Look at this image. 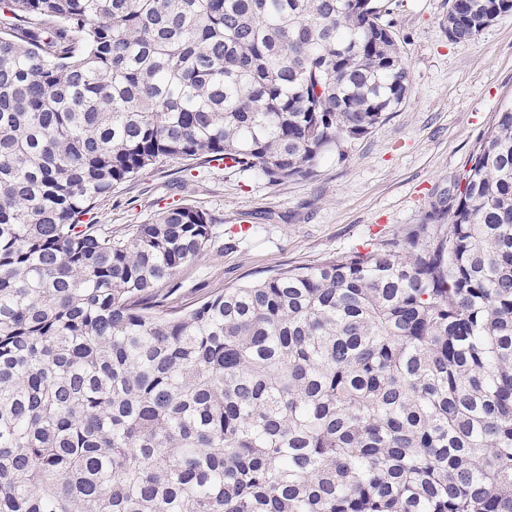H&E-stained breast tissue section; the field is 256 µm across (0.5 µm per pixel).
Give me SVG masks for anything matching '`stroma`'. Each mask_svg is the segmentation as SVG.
I'll list each match as a JSON object with an SVG mask.
<instances>
[{
    "instance_id": "obj_1",
    "label": "stroma",
    "mask_w": 512,
    "mask_h": 512,
    "mask_svg": "<svg viewBox=\"0 0 512 512\" xmlns=\"http://www.w3.org/2000/svg\"><path fill=\"white\" fill-rule=\"evenodd\" d=\"M448 0H402L397 16L412 76L404 105L366 138L283 184L254 171L163 160L116 189L94 223L121 233L168 204L199 207L215 234L166 286L191 308L210 292L398 238L452 190L493 115L512 99V13L469 45L448 40Z\"/></svg>"
}]
</instances>
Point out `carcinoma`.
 Returning <instances> with one entry per match:
<instances>
[{
  "label": "carcinoma",
  "instance_id": "cac0c4a2",
  "mask_svg": "<svg viewBox=\"0 0 512 512\" xmlns=\"http://www.w3.org/2000/svg\"><path fill=\"white\" fill-rule=\"evenodd\" d=\"M398 7L0 0V512H512V101L402 238L188 310L207 212L82 221L162 159L343 156L409 94Z\"/></svg>",
  "mask_w": 512,
  "mask_h": 512
}]
</instances>
